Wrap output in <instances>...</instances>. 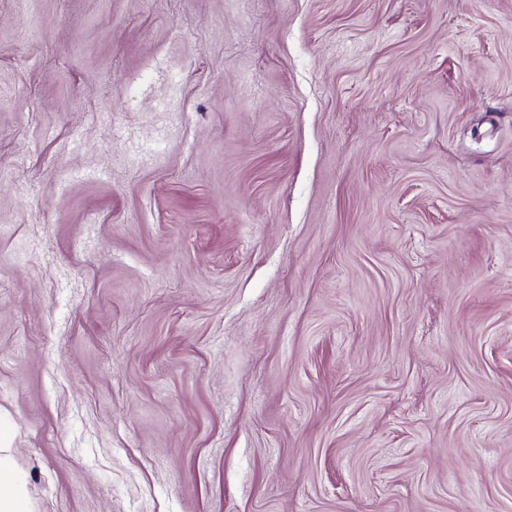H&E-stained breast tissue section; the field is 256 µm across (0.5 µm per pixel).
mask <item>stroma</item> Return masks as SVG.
Instances as JSON below:
<instances>
[{
	"label": "stroma",
	"instance_id": "stroma-1",
	"mask_svg": "<svg viewBox=\"0 0 512 512\" xmlns=\"http://www.w3.org/2000/svg\"><path fill=\"white\" fill-rule=\"evenodd\" d=\"M0 446L29 512H512V0H0Z\"/></svg>",
	"mask_w": 512,
	"mask_h": 512
}]
</instances>
